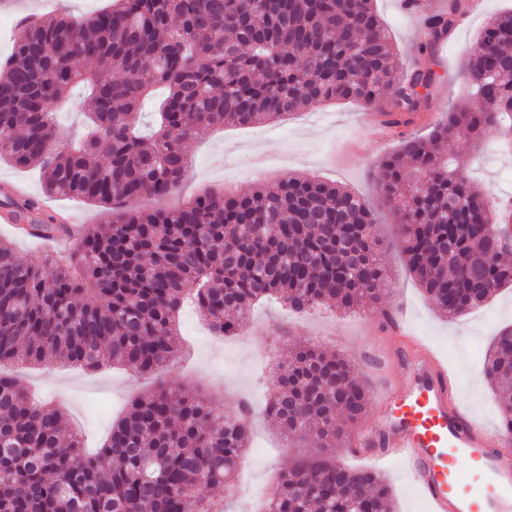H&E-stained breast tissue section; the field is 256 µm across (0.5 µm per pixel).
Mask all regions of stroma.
I'll return each mask as SVG.
<instances>
[{
    "label": "stroma",
    "mask_w": 512,
    "mask_h": 512,
    "mask_svg": "<svg viewBox=\"0 0 512 512\" xmlns=\"http://www.w3.org/2000/svg\"><path fill=\"white\" fill-rule=\"evenodd\" d=\"M110 0H0V24L15 30L20 17L67 12L76 16L104 9ZM374 6L387 28L403 70L419 64L418 41L422 30L420 15L407 11L403 0H375ZM512 10V0H475L436 54L439 75L430 90L428 105L416 122L406 128L409 136H428L434 123L455 105H466L468 81L464 61L479 49V32L490 16ZM403 136L391 133L379 117L355 102L319 105L295 113L279 123L237 127H207L186 144L190 166L179 190L165 199L144 197L133 201L132 209H167L205 189L229 188L239 192L263 183L270 185L289 174L321 177L352 189L370 205L376 217V231L382 258L390 273V284L378 306L405 307L414 335L427 340L453 367L467 366L480 371L486 350L497 331L512 326V288L496 292L470 313L449 319L441 315L410 274L401 252L398 213L384 204L369 174L383 156L399 151ZM469 174L478 190L499 199H512V156L499 144L498 132H489L483 149L471 156ZM25 184L30 197L60 207L77 206L84 223L105 224L110 212L102 206L73 203L66 197L49 198L39 171L19 169L0 158V188ZM0 239L13 241L36 266L50 269L55 258L68 255L75 241L62 238L35 242L16 237L11 225L0 223ZM316 343L349 358L368 387H375L378 370L395 371L396 363L380 358L390 350L393 337L371 310L346 313L321 308L304 314L285 310L266 301L255 306L236 335L215 345L214 335L204 317L195 309L180 317L178 357L154 374H142L124 366L108 367L95 373L59 364L31 366L7 364L0 373L13 377L36 397L60 406L70 422L79 425L90 444L100 443L110 432L124 407L135 398L148 395L160 382L178 385L183 392L204 394L217 408L231 411L238 398L265 405L275 375L273 359L289 346ZM493 433H500L504 404L483 381H475L460 394ZM306 443L283 438L258 414L250 428L246 450L247 466L241 467L232 497L216 491L228 512H246L255 497H269L278 476L296 461L311 456Z\"/></svg>",
    "instance_id": "1"
}]
</instances>
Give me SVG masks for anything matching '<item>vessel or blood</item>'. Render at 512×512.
I'll return each mask as SVG.
<instances>
[{"label":"vessel or blood","mask_w":512,"mask_h":512,"mask_svg":"<svg viewBox=\"0 0 512 512\" xmlns=\"http://www.w3.org/2000/svg\"><path fill=\"white\" fill-rule=\"evenodd\" d=\"M381 321L401 345L400 374L379 383L386 417L350 435L348 454L398 462L427 512H512V440L495 437L460 401L463 373L412 335L402 311ZM463 459L478 462V476L460 468Z\"/></svg>","instance_id":"vessel-or-blood-1"}]
</instances>
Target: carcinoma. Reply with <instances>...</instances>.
I'll list each match as a JSON object with an SVG mask.
<instances>
[{
	"label": "carcinoma",
	"mask_w": 512,
	"mask_h": 512,
	"mask_svg": "<svg viewBox=\"0 0 512 512\" xmlns=\"http://www.w3.org/2000/svg\"><path fill=\"white\" fill-rule=\"evenodd\" d=\"M421 11L418 45L431 56L455 28L460 0ZM469 55L470 95L492 109L455 108L433 138L477 150L499 132L512 149V11L491 16ZM437 80L432 67L402 74L374 0H114L97 13L35 16L0 65V156L46 176L51 196L110 207L73 255L43 271L0 242V364L49 360L88 370L120 364L155 371L174 361L187 304L218 336H232L265 297L302 313L318 305L375 304L389 283L376 219L335 183L300 175L248 193L206 191L170 209L140 212L145 195L174 194L184 141L204 126L273 122L330 101L380 112L392 131L412 123ZM93 108L78 142H56L58 107L75 86ZM165 97L147 133L140 118L154 88ZM402 218V254L429 300L455 318L512 286V199L481 195L462 157L409 137L376 170ZM31 232L55 225L32 200L9 202ZM483 377L512 399V328L486 354ZM369 394L350 360L314 344L278 357L267 417L324 454L280 476L265 512H394L377 471L336 464L326 452L365 414ZM244 414L164 383L134 401L97 448L64 412L37 403L0 373V512H223L208 490L231 493L245 448Z\"/></svg>",
	"instance_id": "1"
}]
</instances>
